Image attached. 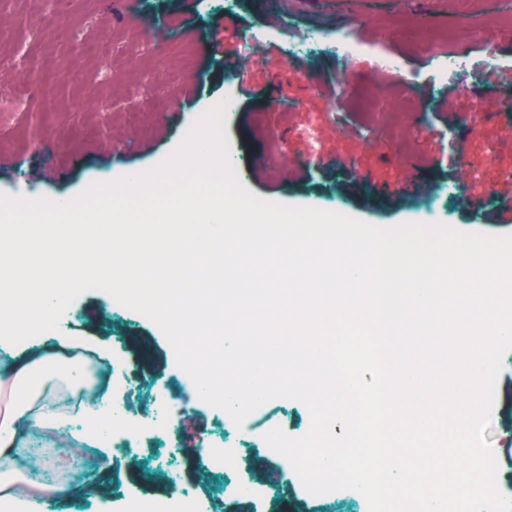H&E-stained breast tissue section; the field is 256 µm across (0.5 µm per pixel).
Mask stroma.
<instances>
[{
	"mask_svg": "<svg viewBox=\"0 0 512 512\" xmlns=\"http://www.w3.org/2000/svg\"><path fill=\"white\" fill-rule=\"evenodd\" d=\"M0 49L20 46L25 62L53 90L51 101L17 103L21 80L0 61V104L13 105L0 122V193L67 202L104 174L125 177L162 163L184 140L200 113L233 92L226 120L229 156L240 183L285 206H313L382 227L442 224L467 234L512 233V44L500 45L503 65L461 84L436 85L432 49L398 26L403 10L386 0H356L346 24L361 53L351 61L332 54L289 58V40L309 31L330 33L344 22L311 12L299 0H252L225 11L224 0H140L124 12L116 0H72L68 14L50 15L43 0H0ZM432 11L469 25L512 14V0H433ZM268 34L247 80L237 76L243 35ZM58 31L57 42L43 40ZM398 57L400 71L375 72L373 51ZM480 122H472L474 111ZM477 164L465 201L422 202L461 180L460 158ZM62 313L60 331L74 344L93 340L127 359V397L167 393L181 413L180 431L213 439L224 412L182 383L183 371L162 331L141 313L115 308L102 290H88ZM259 420L241 428V475L261 481V499L224 497V476L202 479L196 458L178 460L189 486L206 484L207 512H368L353 489L309 493L256 441ZM485 438L498 464L500 491L512 497V350L505 352ZM137 460L116 455L112 495H161L166 488L141 477L142 465L163 457V445L138 444Z\"/></svg>",
	"mask_w": 512,
	"mask_h": 512,
	"instance_id": "stroma-1",
	"label": "stroma"
}]
</instances>
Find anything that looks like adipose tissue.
I'll list each match as a JSON object with an SVG mask.
<instances>
[{
  "instance_id": "adipose-tissue-1",
  "label": "adipose tissue",
  "mask_w": 512,
  "mask_h": 512,
  "mask_svg": "<svg viewBox=\"0 0 512 512\" xmlns=\"http://www.w3.org/2000/svg\"><path fill=\"white\" fill-rule=\"evenodd\" d=\"M274 237L298 260L306 256L304 242L323 246L339 237L354 239L336 273L325 276V285L348 284V292L340 294L339 300L351 308L365 302V282L383 273L398 287L405 309L402 323L396 324L391 298L368 304L366 320L385 336L400 329L419 337L428 311L444 296L447 284H454L465 295L470 316L464 322H449L448 334L471 337L481 348L480 357L457 364L446 381L427 386L418 398L414 395L416 370L390 354L371 372H357L361 385L356 392L365 394L374 380L386 378L389 388L382 408L410 402L423 418L436 400L478 405L484 379L496 368L495 348L512 338V309L501 293L512 282L511 247L494 246L488 262L463 245L448 254L436 247L428 249V258L422 260L418 257L424 250L422 243L394 239L372 262L366 258L364 240L353 229L339 230L320 222L286 227L278 210L255 216L240 203L221 197L182 200L176 210L165 212L152 224H113L104 219L92 224H4L0 226V394L8 393L9 400L0 405V512H83V502L103 503L111 495L104 483L112 475L113 451L107 444L112 428L111 388L68 406L46 400V387L54 376L62 374L72 384L83 385L85 363L81 357L62 354L67 337L51 336L34 348L25 342L35 327L70 310L73 278H102L136 299L176 308L181 313L179 335L198 346L210 333V306L175 304L159 294V286L173 277L169 254L201 261L207 271L202 289L220 288L224 263L231 259L234 244L253 248ZM27 351L31 360L18 364V357ZM33 430L50 438L66 437L69 448L59 462L64 470L83 444L99 441L98 478L80 485L71 496L56 486L42 493L25 488L16 473L24 440Z\"/></svg>"
}]
</instances>
